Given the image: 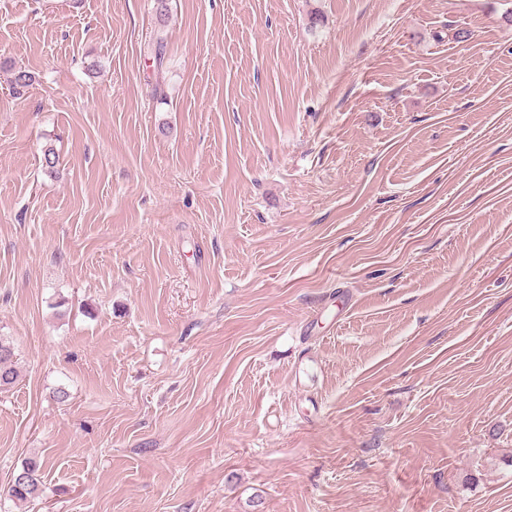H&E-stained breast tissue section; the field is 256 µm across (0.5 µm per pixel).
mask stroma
Returning a JSON list of instances; mask_svg holds the SVG:
<instances>
[{
    "mask_svg": "<svg viewBox=\"0 0 512 512\" xmlns=\"http://www.w3.org/2000/svg\"><path fill=\"white\" fill-rule=\"evenodd\" d=\"M153 4L0 0V512H512V0ZM0 363L8 364L6 367H0V388L9 387L15 383L18 376L17 362L13 346L2 336H0ZM48 462L44 460L29 459L24 463L20 472L14 477L7 489V494L12 499L26 502L39 497L41 475Z\"/></svg>",
    "mask_w": 512,
    "mask_h": 512,
    "instance_id": "stroma-1",
    "label": "stroma"
}]
</instances>
